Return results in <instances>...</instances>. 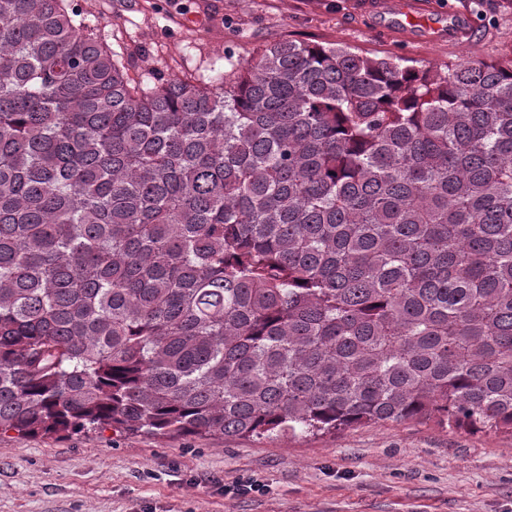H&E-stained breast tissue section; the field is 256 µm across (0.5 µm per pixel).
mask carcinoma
Here are the masks:
<instances>
[{"mask_svg":"<svg viewBox=\"0 0 512 512\" xmlns=\"http://www.w3.org/2000/svg\"><path fill=\"white\" fill-rule=\"evenodd\" d=\"M75 16L0 0V429L512 433V57L150 85Z\"/></svg>","mask_w":512,"mask_h":512,"instance_id":"cac0c4a2","label":"carcinoma"}]
</instances>
